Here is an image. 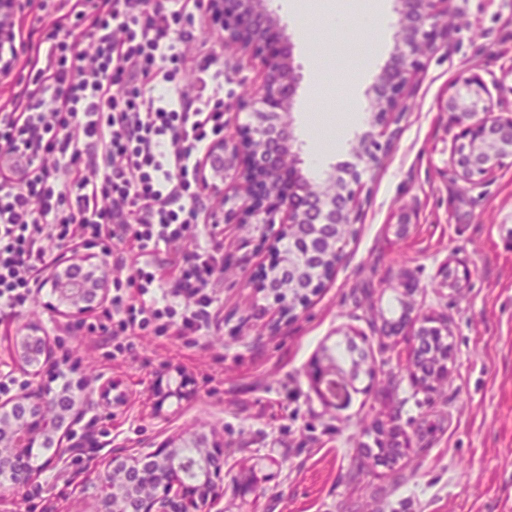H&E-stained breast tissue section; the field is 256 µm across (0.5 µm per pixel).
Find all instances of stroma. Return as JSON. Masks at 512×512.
<instances>
[{
	"mask_svg": "<svg viewBox=\"0 0 512 512\" xmlns=\"http://www.w3.org/2000/svg\"><path fill=\"white\" fill-rule=\"evenodd\" d=\"M292 43L299 88L291 110L305 173L349 161L337 144L349 107L361 133L378 74L390 63L398 29L366 30L358 55L332 61L347 36L329 12L359 14L363 0H269ZM448 46L425 59L379 166L364 176L357 234L332 279L295 319L284 320L256 281L270 261L256 224H219L223 272L214 282L220 311L203 336L143 333L114 353L88 330L101 310L60 312L49 289L0 327V365L17 388H85L83 414L56 468L0 512H91L100 462L156 448L190 429L224 440L221 512H512V166L471 186L450 164L452 136L440 105L458 76L486 82L497 111H512V0H448ZM194 43L213 47L224 68V128L247 122L237 105L254 93L259 66L225 49L203 16L181 20ZM411 223L397 235L401 213ZM469 270L462 288L440 287L446 264ZM448 328V374L428 386L412 376L414 341L400 323L407 306ZM33 325L47 336L54 364L25 375L16 337ZM354 341L372 373L331 404L311 368L325 351ZM189 379L192 393L158 404L157 381ZM118 384L122 401L99 389ZM403 457L378 464L390 431Z\"/></svg>",
	"mask_w": 512,
	"mask_h": 512,
	"instance_id": "1",
	"label": "stroma"
}]
</instances>
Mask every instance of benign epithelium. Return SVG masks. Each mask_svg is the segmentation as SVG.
<instances>
[{"label": "benign epithelium", "mask_w": 512, "mask_h": 512, "mask_svg": "<svg viewBox=\"0 0 512 512\" xmlns=\"http://www.w3.org/2000/svg\"><path fill=\"white\" fill-rule=\"evenodd\" d=\"M224 19V44L258 61L261 82L254 95L242 102L249 121L230 138L213 144L214 161L224 168V222L260 224L262 243L275 254L259 287L279 305L281 317L292 319L305 310L307 297L328 281L308 280L305 274L322 262L330 273L344 258L349 235L342 225L355 229L360 218V195L365 172L376 168L388 150L393 133L406 112V100L419 74L421 58L448 47V0H397L399 39L391 63L378 75L375 98L367 119L368 129L351 144L353 161L332 167L317 177L306 176L299 153L293 149L290 110L299 76L292 47L267 0H211ZM443 111L453 136L452 164L456 175L469 183L488 177L512 161V113L494 110L490 91L476 72L462 75ZM302 241L305 250L290 256L280 244ZM91 254H75L70 266L92 263ZM94 264V263H92ZM98 280L69 278L57 266L48 267L43 285L51 288L58 306L68 315L83 314L103 306L108 295L100 288L111 276L107 264H94ZM415 346L411 365L424 383L448 374V359L428 346L433 320L422 314L407 318ZM17 351L26 374L37 376L52 358L48 339L35 326L21 331ZM338 378L353 379L350 372L336 374L332 359L317 363V387ZM82 386L54 394L25 388L0 399V475L9 479V491H22L43 470L58 465L67 449L70 426L81 412ZM193 448L191 459L183 449ZM43 458L36 466L33 461ZM101 491L96 512H212L224 489V440L204 431L170 438L154 450L114 455L99 471Z\"/></svg>", "instance_id": "7a95c632"}]
</instances>
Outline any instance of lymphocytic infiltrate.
I'll use <instances>...</instances> for the list:
<instances>
[{
	"mask_svg": "<svg viewBox=\"0 0 512 512\" xmlns=\"http://www.w3.org/2000/svg\"><path fill=\"white\" fill-rule=\"evenodd\" d=\"M191 6L221 26L208 0H0V78L16 86L0 105V323L26 306L54 248L116 241L98 326L115 351L149 329L208 327L222 266L198 230L199 188L224 127V69L173 31Z\"/></svg>",
	"mask_w": 512,
	"mask_h": 512,
	"instance_id": "lymphocytic-infiltrate-1",
	"label": "lymphocytic infiltrate"
}]
</instances>
